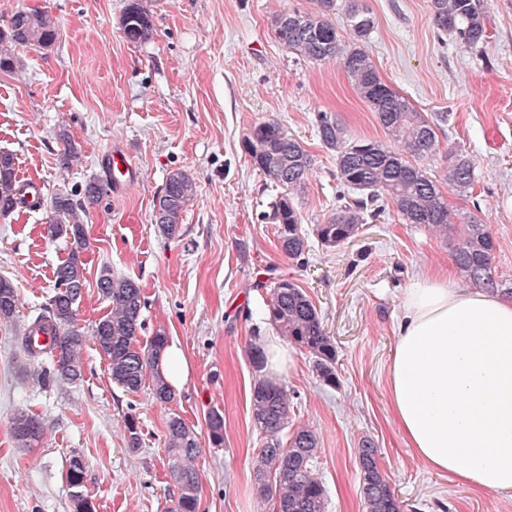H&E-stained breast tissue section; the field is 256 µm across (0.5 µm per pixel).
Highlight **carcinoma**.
<instances>
[{
  "instance_id": "1",
  "label": "carcinoma",
  "mask_w": 512,
  "mask_h": 512,
  "mask_svg": "<svg viewBox=\"0 0 512 512\" xmlns=\"http://www.w3.org/2000/svg\"><path fill=\"white\" fill-rule=\"evenodd\" d=\"M428 3L438 36L449 34L471 48L484 43L486 14L480 0ZM340 8L345 11L353 35L347 45L342 43L332 19ZM270 24L278 41L297 57L312 63L339 61L358 94L376 112L388 138L386 143L357 140L335 114L316 113L315 135L326 149L335 153L339 187L336 208L324 223L315 225V235L321 244H346L359 234L362 225L378 220L391 207L407 224L423 225L446 239L457 238L451 260L456 273L470 286L512 295V284L507 286L497 279L492 266L495 241L489 225L474 212L459 214L452 210L436 176L426 166L439 151L437 129L447 123L448 113L437 112L427 117L407 97L383 82L364 48L373 19L361 0H315L311 10L278 13ZM120 26L129 41H146L153 35V16L142 0H129ZM58 32L56 17L46 11H15L7 28L0 29V70L12 71L19 65L16 47L48 49L56 42ZM251 132L252 137L243 148L254 167L267 183L287 189L272 212L279 248L288 258L303 261L308 253V239L302 230L294 194L313 169V156L275 120L255 124ZM56 136L64 144L58 165L65 170L77 157L78 148L66 129H58ZM475 182L472 160L463 154L454 155L448 165V187L466 197L472 194ZM196 192L197 182L190 173L180 169L169 173L153 212L154 222L165 238L180 235L184 209ZM104 195L103 183L92 178L78 191L64 185L54 188L46 203L48 237L68 239L71 250L55 267L53 295L32 319L41 329L57 331L55 341L44 350L23 345L27 357L47 360L38 374V382L43 386L73 384L84 374L80 350L85 333L76 325L86 285L82 254L90 247L86 229L88 205ZM23 204V188L15 179L14 155L0 151V215L6 216ZM262 286L270 289L269 323L280 336L313 357L315 372L324 385L337 386L336 349L315 304L287 279L264 282ZM97 288L109 310L94 323L91 335L107 359L112 382L127 392L137 393L149 377L153 399L159 404L170 402L173 389L159 368L167 336L159 330L146 345H139L145 307L141 288L132 278L116 274L108 267L101 270ZM17 301L12 282L0 276L1 323L14 321ZM289 405L288 389L266 379L254 385L251 418L265 436L254 467L256 493L272 502L273 512H326V489L313 469L319 450L317 432L301 425L293 429L287 441L281 439L289 424ZM206 427L214 443L224 442V416L220 411L208 413ZM11 432L19 444L31 448L42 439L44 428L39 417L20 412L12 419ZM165 447L171 476L178 487V496L169 512H199V476L193 465L198 448L196 432L174 415L167 423ZM377 454L371 440L362 441L360 495L365 512H403L402 502L378 466ZM85 472V461L79 456L72 457L65 483L76 512H93L85 493Z\"/></svg>"
}]
</instances>
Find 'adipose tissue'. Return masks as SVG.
Returning <instances> with one entry per match:
<instances>
[{
    "label": "adipose tissue",
    "instance_id": "ef3b65f1",
    "mask_svg": "<svg viewBox=\"0 0 512 512\" xmlns=\"http://www.w3.org/2000/svg\"><path fill=\"white\" fill-rule=\"evenodd\" d=\"M393 417L433 471L512 495V298L417 274L387 366Z\"/></svg>",
    "mask_w": 512,
    "mask_h": 512
}]
</instances>
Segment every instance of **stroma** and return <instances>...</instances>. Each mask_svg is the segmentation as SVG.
<instances>
[{
	"label": "stroma",
	"mask_w": 512,
	"mask_h": 512,
	"mask_svg": "<svg viewBox=\"0 0 512 512\" xmlns=\"http://www.w3.org/2000/svg\"><path fill=\"white\" fill-rule=\"evenodd\" d=\"M374 28L365 48L379 75L425 114L444 112L431 169L443 177L449 152L470 157L475 200L446 192L453 209L480 206L495 240V272L512 280V0H482L487 36L473 49L436 34L427 0H363ZM128 0H0V29L21 8L49 12L60 36L46 50L16 48L22 67L0 71V151L12 152L16 178L42 185L107 180L108 152L127 146L138 179L90 206L91 247L77 323L88 336L82 381L44 387L20 336L48 302L53 271L70 245L46 234L45 210L0 216V275L18 293L14 322L0 323V512H75L64 480L72 456L87 465L94 512H166L177 497L165 450L177 415L197 432L200 512H270L258 498L253 467L263 436L250 413L260 377L250 355L270 302L267 281L285 278L320 311L336 348L337 387L323 385L308 352L282 375L292 425L319 435L314 469L327 512H364L358 451L363 439L404 512H512V497L478 491L430 471L408 448L390 412L386 367L405 288L430 268L452 269L453 241L404 223L395 210L363 225L345 245L327 248L314 228L336 206V157L313 129L333 113L354 138L385 140L375 112L339 63L296 59L270 20L307 11L313 0H146L151 39L127 41L120 18ZM280 121L314 158L295 195L308 235L305 264L278 248L270 220L278 191L254 168L242 142L259 122ZM66 128L78 147L61 170ZM189 171L198 191L186 206L180 237L164 238L154 202L168 174ZM133 278L146 306L140 343L156 330L178 343L190 365L171 402L149 388L128 393L110 378L89 333L108 311L96 281L103 267ZM224 416V443L209 438L205 418ZM38 416L44 435L22 447L11 421ZM135 417L141 446L127 447Z\"/></svg>",
	"instance_id": "obj_1"
}]
</instances>
